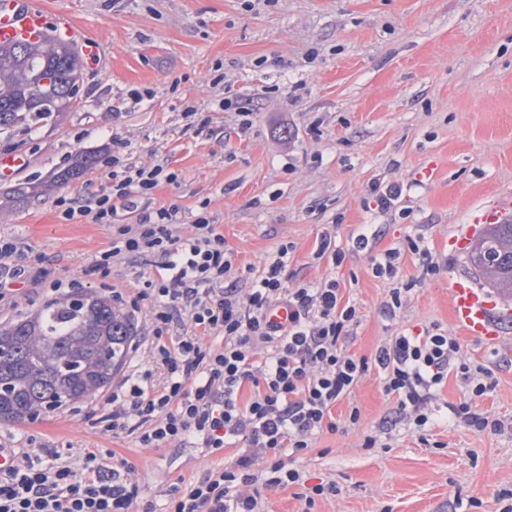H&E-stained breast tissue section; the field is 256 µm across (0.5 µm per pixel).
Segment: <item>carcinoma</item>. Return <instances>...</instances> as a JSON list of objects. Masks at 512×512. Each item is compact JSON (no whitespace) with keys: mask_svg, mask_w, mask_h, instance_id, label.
Returning <instances> with one entry per match:
<instances>
[{"mask_svg":"<svg viewBox=\"0 0 512 512\" xmlns=\"http://www.w3.org/2000/svg\"><path fill=\"white\" fill-rule=\"evenodd\" d=\"M83 81L79 52L52 37L0 46V137L48 124L76 103ZM92 163L81 158L56 180L75 179ZM468 259L490 286L512 295V222L489 225ZM134 336L131 317L96 293L56 298L1 325L0 420L23 422L94 397L126 361Z\"/></svg>","mask_w":512,"mask_h":512,"instance_id":"cac0c4a2","label":"carcinoma"}]
</instances>
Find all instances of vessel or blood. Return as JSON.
<instances>
[{
	"mask_svg": "<svg viewBox=\"0 0 512 512\" xmlns=\"http://www.w3.org/2000/svg\"><path fill=\"white\" fill-rule=\"evenodd\" d=\"M48 35L77 47L91 62L107 57L101 40L79 27L68 13L48 10L44 0H0V44L37 42ZM511 221L512 197L506 195L475 212L463 230L449 237L448 251L453 255L466 253L483 225ZM448 297L454 323L475 341H496L503 325L512 322V306L500 304L487 289L469 278H452Z\"/></svg>",
	"mask_w": 512,
	"mask_h": 512,
	"instance_id": "b4317fda",
	"label": "vessel or blood"
}]
</instances>
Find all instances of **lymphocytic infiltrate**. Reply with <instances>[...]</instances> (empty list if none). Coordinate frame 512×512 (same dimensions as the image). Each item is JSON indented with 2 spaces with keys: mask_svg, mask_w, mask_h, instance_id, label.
I'll list each match as a JSON object with an SVG mask.
<instances>
[{
  "mask_svg": "<svg viewBox=\"0 0 512 512\" xmlns=\"http://www.w3.org/2000/svg\"><path fill=\"white\" fill-rule=\"evenodd\" d=\"M111 178L107 190L64 214L115 225L110 256L151 258L156 274L130 305L151 304V358L165 374L155 385L153 368L130 360L108 398L112 427L150 448L193 442L214 453L237 451L233 464L169 494L164 512H265L262 489L301 484L298 460L316 436L336 430L333 407L369 373L422 438L449 372L460 373L474 398L491 390L490 371L468 364L456 339L436 325L392 337L369 358L348 354L359 310L337 280L290 281L283 244L238 287L233 254L206 213L189 237L177 234V214L165 208L120 223V212L161 182H175V172L154 164ZM282 305L287 323L270 321L269 311ZM177 320L186 331L173 338L168 330ZM139 497L125 467H107L98 450L75 463L55 455L0 468V512H136Z\"/></svg>",
  "mask_w": 512,
  "mask_h": 512,
  "instance_id": "lymphocytic-infiltrate-1",
  "label": "lymphocytic infiltrate"
}]
</instances>
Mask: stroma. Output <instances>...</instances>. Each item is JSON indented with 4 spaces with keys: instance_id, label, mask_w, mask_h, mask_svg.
<instances>
[{
    "instance_id": "35a3bbf8",
    "label": "stroma",
    "mask_w": 512,
    "mask_h": 512,
    "mask_svg": "<svg viewBox=\"0 0 512 512\" xmlns=\"http://www.w3.org/2000/svg\"><path fill=\"white\" fill-rule=\"evenodd\" d=\"M103 39L112 66L87 65L79 102L55 123L0 139V154L22 152L26 166L1 180L0 324L27 317L54 299V282L131 296L151 267L125 256L96 263L113 228L66 219L61 199L104 189L113 158L163 161L175 183L138 198V208L176 209L177 231L194 234L207 212L235 255L239 276L258 270L280 245L287 272L304 281L339 280L360 319L347 353L372 356L388 337L436 324L466 361L488 368L492 389L479 408L504 430L477 433L456 424L450 406L470 394L456 372L433 400L436 425L421 441L408 425L388 424L394 403L377 374L332 410L333 432L317 436L301 460L306 487L332 483L312 512H452L455 497L472 512H498L512 489V325L483 344L453 323L448 282L473 277L466 256H449L448 237L476 209L512 195V0H45ZM253 110L244 127L223 99ZM194 116H186V106ZM126 146L113 154L112 139ZM97 163L81 177L31 198L10 199L23 182L50 183L81 153ZM402 185L390 208L369 194L372 181ZM345 260L314 259L322 233ZM377 249H400L394 280L375 277L361 233ZM424 237L440 271L424 274L410 237ZM411 284L397 314L389 290ZM106 394L21 423L0 422V448L17 461L45 446L77 461L85 449L112 450L140 487L138 512H161L180 483L232 464L235 449L169 444L143 448L112 430ZM360 419L349 425L350 408ZM377 445L364 447L366 436Z\"/></svg>"
}]
</instances>
